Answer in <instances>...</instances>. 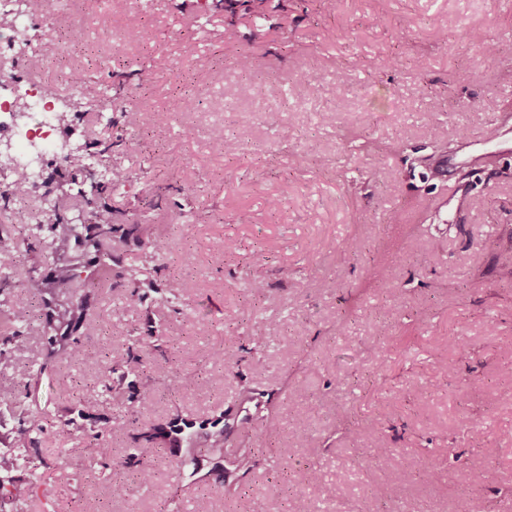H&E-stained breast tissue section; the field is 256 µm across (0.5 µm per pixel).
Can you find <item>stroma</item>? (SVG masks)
<instances>
[{
  "label": "stroma",
  "instance_id": "stroma-1",
  "mask_svg": "<svg viewBox=\"0 0 512 512\" xmlns=\"http://www.w3.org/2000/svg\"><path fill=\"white\" fill-rule=\"evenodd\" d=\"M252 6L72 0L42 18L45 79L64 95L96 80L113 99L71 107L74 140L111 145L129 177L111 205L168 243L184 312L153 292L136 308L122 289L91 293L102 335L29 399L21 372L42 360L49 310L0 292V308L30 315L0 368V455L18 459L0 474L5 512H265L274 499L275 512H467L475 494L512 512V0H266L261 20ZM462 20L495 49L483 64ZM243 55L261 71L241 73ZM132 70L139 83L119 84ZM125 112L140 117L136 136ZM215 126L236 156L215 149ZM236 330L267 347L227 368L212 353ZM140 341L157 353L121 379L120 400L99 394L105 357L126 360ZM173 363L196 372L192 388ZM287 379L290 402L269 409ZM34 403L51 412L43 453L70 454L82 478L54 470L29 490L14 435ZM271 410L275 434L256 423ZM348 411L372 431L347 437ZM219 414L223 483L178 477L169 446L152 483L135 482L133 435ZM105 419L111 437L88 442ZM383 442L392 455L374 458ZM244 448L266 459L251 478ZM471 469L488 482L471 487Z\"/></svg>",
  "mask_w": 512,
  "mask_h": 512
}]
</instances>
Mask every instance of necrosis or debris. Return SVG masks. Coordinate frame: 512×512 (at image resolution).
Here are the masks:
<instances>
[{"mask_svg":"<svg viewBox=\"0 0 512 512\" xmlns=\"http://www.w3.org/2000/svg\"><path fill=\"white\" fill-rule=\"evenodd\" d=\"M0 18L10 21V38L0 40V56L10 65L0 71V142L9 144L10 154L0 158V206L11 207L33 192V182H47L56 164L66 159L61 145L68 125L63 112L64 96L48 93L47 85L34 74L42 61L34 19L22 12L18 0H0ZM27 184L18 187L17 176Z\"/></svg>","mask_w":512,"mask_h":512,"instance_id":"1","label":"necrosis or debris"}]
</instances>
